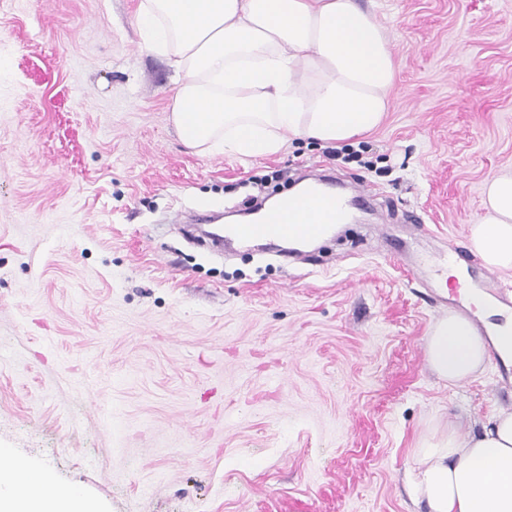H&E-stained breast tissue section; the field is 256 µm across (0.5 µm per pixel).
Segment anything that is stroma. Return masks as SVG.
I'll list each match as a JSON object with an SVG mask.
<instances>
[{
	"label": "stroma",
	"mask_w": 512,
	"mask_h": 512,
	"mask_svg": "<svg viewBox=\"0 0 512 512\" xmlns=\"http://www.w3.org/2000/svg\"><path fill=\"white\" fill-rule=\"evenodd\" d=\"M358 2L397 67L348 144L369 169L287 131L261 157L187 148L140 0H0V448L101 512H420L419 437L512 407L494 361L451 386L424 347L486 278L469 234L512 171V0ZM316 164L382 195L307 262L171 222Z\"/></svg>",
	"instance_id": "1"
}]
</instances>
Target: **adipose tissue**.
I'll return each mask as SVG.
<instances>
[{"mask_svg": "<svg viewBox=\"0 0 512 512\" xmlns=\"http://www.w3.org/2000/svg\"><path fill=\"white\" fill-rule=\"evenodd\" d=\"M146 48L172 60V119L188 148L244 157L276 152L280 131L342 143L376 128L396 65L381 26L356 0H141ZM470 247L493 272H512V173L486 184ZM426 360L455 385L481 371L487 347L449 312L430 330ZM409 494L424 512H512V411L460 437L453 419L421 437ZM0 448V512H95L81 487L59 486Z\"/></svg>", "mask_w": 512, "mask_h": 512, "instance_id": "obj_1", "label": "adipose tissue"}]
</instances>
